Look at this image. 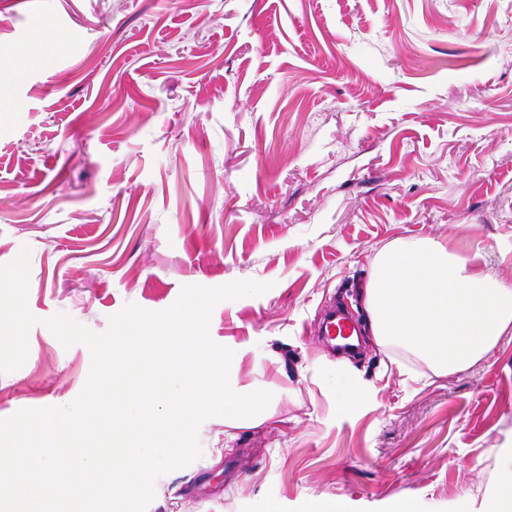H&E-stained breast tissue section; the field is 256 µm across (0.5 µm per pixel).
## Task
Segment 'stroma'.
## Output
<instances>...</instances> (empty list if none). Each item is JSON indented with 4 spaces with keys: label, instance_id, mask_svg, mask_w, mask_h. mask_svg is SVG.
<instances>
[{
    "label": "stroma",
    "instance_id": "obj_1",
    "mask_svg": "<svg viewBox=\"0 0 512 512\" xmlns=\"http://www.w3.org/2000/svg\"><path fill=\"white\" fill-rule=\"evenodd\" d=\"M26 48L24 61L10 53ZM0 264L30 250L28 357L0 418L70 404L91 366L44 326L107 330L183 286L214 308L233 384L268 407L205 420L147 512H481L512 458V331L436 373L369 334L380 249L429 239L512 285V13L504 0H0ZM342 302L361 354L317 334ZM364 398L342 415L334 378Z\"/></svg>",
    "mask_w": 512,
    "mask_h": 512
}]
</instances>
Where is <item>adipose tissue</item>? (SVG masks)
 <instances>
[{
	"label": "adipose tissue",
	"instance_id": "1",
	"mask_svg": "<svg viewBox=\"0 0 512 512\" xmlns=\"http://www.w3.org/2000/svg\"><path fill=\"white\" fill-rule=\"evenodd\" d=\"M366 303L380 341L445 373L476 363L512 329V286L434 241L401 240L381 251Z\"/></svg>",
	"mask_w": 512,
	"mask_h": 512
}]
</instances>
